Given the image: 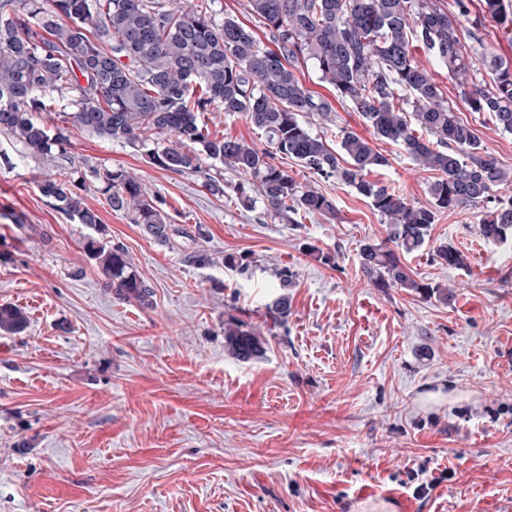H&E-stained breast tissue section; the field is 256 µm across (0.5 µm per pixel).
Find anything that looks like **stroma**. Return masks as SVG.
<instances>
[{
	"instance_id": "stroma-1",
	"label": "stroma",
	"mask_w": 512,
	"mask_h": 512,
	"mask_svg": "<svg viewBox=\"0 0 512 512\" xmlns=\"http://www.w3.org/2000/svg\"><path fill=\"white\" fill-rule=\"evenodd\" d=\"M472 0L465 38L512 60V34ZM449 106L512 171V133L470 110L463 90L417 49ZM300 78L331 99L333 121L310 120L329 145L336 130L369 138L388 163L373 177L428 205L435 172L373 138L358 113L311 69ZM76 154L123 168L156 193L173 247L83 192L104 239L122 246L153 305L119 299L83 249L91 228L38 191L50 163L0 154V304L30 318L0 335V512H343L361 488H396L415 512H512V248L484 242L473 208L439 215L405 264L448 288L443 304L363 277L361 246L388 235L367 199L285 158L293 179L336 204L284 224L263 203L245 209L196 174L150 164L133 148L73 130ZM448 243L467 267L432 262ZM211 255L201 267L192 256ZM244 255L248 273L224 265ZM291 278L281 284L277 272ZM288 298V316L269 308ZM237 319L266 341L260 360L224 350Z\"/></svg>"
}]
</instances>
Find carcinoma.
Instances as JSON below:
<instances>
[{"mask_svg": "<svg viewBox=\"0 0 512 512\" xmlns=\"http://www.w3.org/2000/svg\"><path fill=\"white\" fill-rule=\"evenodd\" d=\"M208 7L207 0H0V136L25 156L52 163L54 172L38 190L57 209L104 231L98 213L83 205L81 192L92 185L158 245L172 246L177 233L143 182L71 151L73 126L128 145L162 170L201 173L212 194H224V170L246 176L233 186L237 201L251 209L259 199L287 224L300 214L334 216L336 205L298 184L274 163L276 155L336 178L369 199L389 226L385 241L360 250L361 272L375 288L448 303L447 288L414 278L401 260L424 246L441 213L481 208V238L512 245V195L498 194L512 178L446 104L410 44L420 43L449 79L468 88L472 111L489 113L512 133V61L483 54L492 84L469 86L462 43L467 0H454L450 9L438 0H248L256 24L269 31L268 46L232 18L217 22ZM482 11L512 33V0H482ZM304 67L350 103L374 136L401 145L419 168L437 172L430 205L413 204L368 179L387 163L368 140L341 128L335 150L312 133L308 118L330 121L334 107L300 81L297 71ZM53 93L64 108L49 126L36 113L54 104ZM215 108L242 115L270 148L211 137L204 115ZM209 159L221 167L205 166ZM84 250L118 296L153 305V292L124 248L90 237ZM432 259L443 267L467 266L450 244L434 249ZM27 326L25 310L0 305V335H18ZM224 349L250 362L264 355L266 341L231 319L224 322Z\"/></svg>", "mask_w": 512, "mask_h": 512, "instance_id": "carcinoma-1", "label": "carcinoma"}]
</instances>
